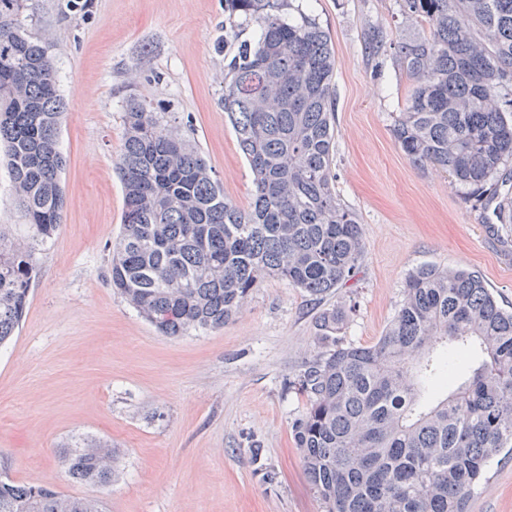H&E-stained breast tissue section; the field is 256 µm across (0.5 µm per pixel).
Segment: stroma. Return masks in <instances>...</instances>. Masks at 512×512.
<instances>
[{
  "instance_id": "35a3bbf8",
  "label": "stroma",
  "mask_w": 512,
  "mask_h": 512,
  "mask_svg": "<svg viewBox=\"0 0 512 512\" xmlns=\"http://www.w3.org/2000/svg\"><path fill=\"white\" fill-rule=\"evenodd\" d=\"M297 3L291 18L310 14L335 52L332 171L362 225L364 259L333 294L271 277L223 327L170 338L106 282L122 224L125 101L165 113L225 197L250 207L252 175L222 104L224 0H23L20 20L49 37L67 103L66 204L19 331L0 348V479L88 495L66 481L62 454L104 440L120 458L98 492L106 512H323L293 440L306 399L287 387L325 350L321 313L348 311L339 337L371 345L424 264L477 271L512 310V237L392 136L412 84L388 47L410 26L398 0ZM374 30L385 41L375 54ZM469 512H512L511 452L491 458Z\"/></svg>"
}]
</instances>
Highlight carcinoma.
Returning <instances> with one entry per match:
<instances>
[{
  "label": "carcinoma",
  "mask_w": 512,
  "mask_h": 512,
  "mask_svg": "<svg viewBox=\"0 0 512 512\" xmlns=\"http://www.w3.org/2000/svg\"><path fill=\"white\" fill-rule=\"evenodd\" d=\"M412 31L393 43L413 77L392 134L415 165L448 174L512 234V0H399ZM292 0H224V112L250 167L247 210L199 151L138 99L126 101L116 169L123 224L108 285L166 337L220 328L272 276L315 297L351 279L362 225L336 193V58ZM0 0V145L27 224H0V346L29 305L39 255L65 208L58 135L64 100L49 43ZM257 23L240 39L238 19ZM346 312L319 321L327 350L290 383L307 407L293 438L324 512H468L487 463L512 451V312L474 271L425 264L370 346L336 340ZM69 480L105 487L112 446L64 456ZM0 512H102L97 496L0 480Z\"/></svg>",
  "instance_id": "obj_1"
}]
</instances>
